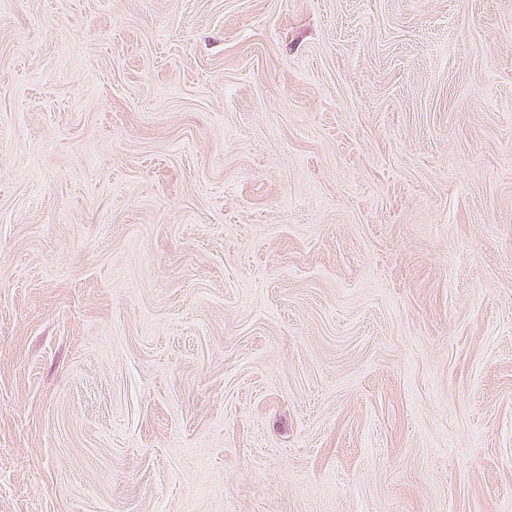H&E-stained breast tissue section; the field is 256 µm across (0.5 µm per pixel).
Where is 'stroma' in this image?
Wrapping results in <instances>:
<instances>
[{"label": "stroma", "instance_id": "obj_1", "mask_svg": "<svg viewBox=\"0 0 512 512\" xmlns=\"http://www.w3.org/2000/svg\"><path fill=\"white\" fill-rule=\"evenodd\" d=\"M0 512H512V0H0Z\"/></svg>", "mask_w": 512, "mask_h": 512}]
</instances>
